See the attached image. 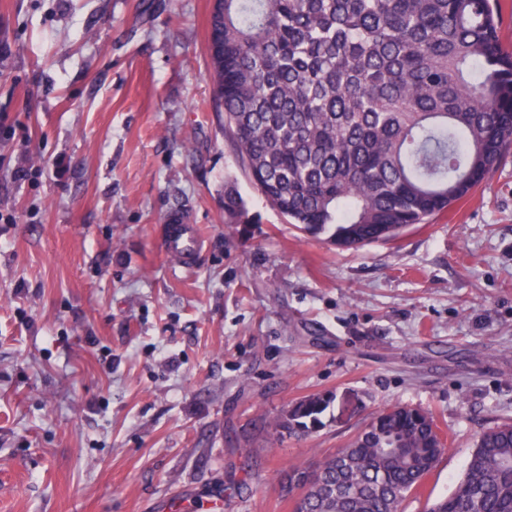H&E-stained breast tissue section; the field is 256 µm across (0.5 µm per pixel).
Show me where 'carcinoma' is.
<instances>
[{
    "instance_id": "carcinoma-1",
    "label": "carcinoma",
    "mask_w": 512,
    "mask_h": 512,
    "mask_svg": "<svg viewBox=\"0 0 512 512\" xmlns=\"http://www.w3.org/2000/svg\"><path fill=\"white\" fill-rule=\"evenodd\" d=\"M499 0H224L209 80L261 195L311 236L359 249L467 196L512 147ZM224 223H249L234 177ZM447 451L434 417L393 406L301 472L293 512H403ZM425 512H512V423L477 436Z\"/></svg>"
}]
</instances>
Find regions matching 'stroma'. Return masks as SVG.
Here are the masks:
<instances>
[{"instance_id":"1","label":"stroma","mask_w":512,"mask_h":512,"mask_svg":"<svg viewBox=\"0 0 512 512\" xmlns=\"http://www.w3.org/2000/svg\"><path fill=\"white\" fill-rule=\"evenodd\" d=\"M211 9L0 0V512H292L289 475L395 405L448 439L422 512L512 421V149L396 240L305 234L225 139ZM175 212L204 239L188 272ZM224 221L228 224L249 223L246 202L232 176L224 180ZM186 223L180 214H172L165 234V251L185 269L192 266L193 257L202 246L199 227Z\"/></svg>"}]
</instances>
